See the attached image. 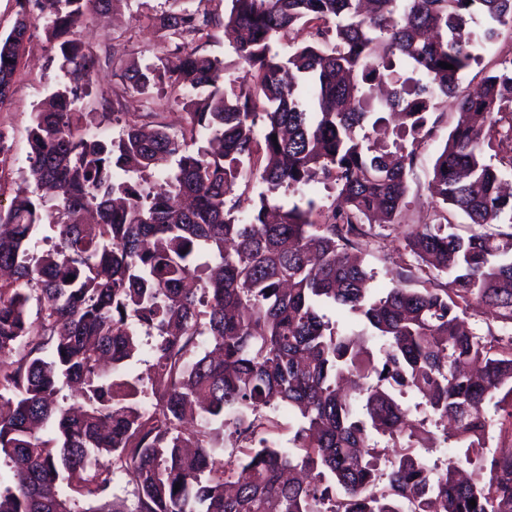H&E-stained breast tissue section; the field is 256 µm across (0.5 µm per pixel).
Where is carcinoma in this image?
<instances>
[{"label":"carcinoma","instance_id":"carcinoma-1","mask_svg":"<svg viewBox=\"0 0 512 512\" xmlns=\"http://www.w3.org/2000/svg\"><path fill=\"white\" fill-rule=\"evenodd\" d=\"M111 2L16 0L18 36L0 37V105L33 7L62 73L29 128L33 189L0 213V512H512V438L486 443L488 404L512 425V195L485 158L512 153V56L457 94L512 29V0H229L222 17L162 14L176 61L125 76L141 95L176 94L198 145L162 125L129 123L117 139L81 129L99 58L80 28ZM312 22L314 38L296 43ZM217 26L236 34L238 83L201 52ZM444 103L456 120L429 190L469 220L465 235L403 224L427 114ZM253 178L265 189L234 195ZM313 182L338 193L321 224L313 201L276 197ZM376 225L402 229L417 262L381 297L349 255ZM419 272L446 282L417 288ZM325 304L364 329L336 331ZM473 307L491 316L483 333ZM62 381L78 403L59 401ZM410 393L434 424L454 422L442 468L421 453ZM282 409L296 417L290 448L275 440ZM121 473L133 498L111 504ZM510 52H512V30L509 27H503L497 42L482 54V60L478 64L473 63L462 73L459 91H468L477 86L481 79L496 67L499 60Z\"/></svg>","mask_w":512,"mask_h":512}]
</instances>
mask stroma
<instances>
[{"mask_svg": "<svg viewBox=\"0 0 512 512\" xmlns=\"http://www.w3.org/2000/svg\"><path fill=\"white\" fill-rule=\"evenodd\" d=\"M197 5L198 0H120L111 14L93 12L87 16L81 33L84 41L101 59L96 83L104 90V98L120 100L123 110L121 120H113L103 115V98L86 99L80 109L96 114L94 132L115 138L121 134L126 122L131 120L167 124L178 133L186 131L182 105L172 94L161 93L154 99H144L129 91L124 73L131 61L170 55V45L158 37L151 23L153 17L178 6L193 9ZM30 24L31 37L20 59L12 96L8 106L0 109V129L9 133L12 144L10 164L0 170L1 212L10 208L28 174V129L32 114L61 76L55 51L44 36L43 18L40 14H33ZM511 52L512 29L505 27L497 42L483 53L481 61L462 73L460 90L477 86L499 60ZM452 123V112H445L432 137L417 149V162L408 178L406 223L435 221L441 211L440 205L428 191V184L433 163L447 140ZM411 261V255L404 251L397 239L396 230L391 228L382 229L364 252V265L373 274L371 285L380 294L390 287L393 273Z\"/></svg>", "mask_w": 512, "mask_h": 512, "instance_id": "obj_1", "label": "stroma"}]
</instances>
